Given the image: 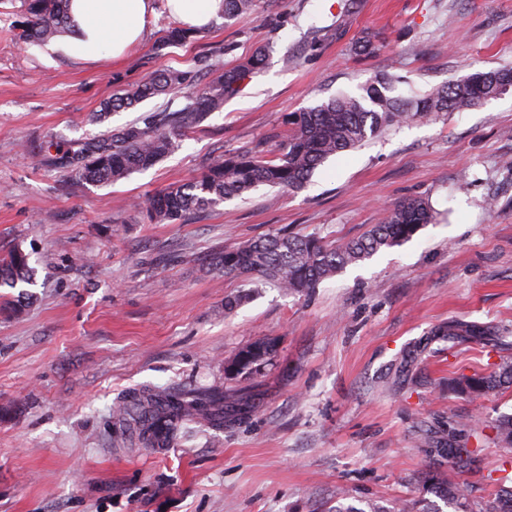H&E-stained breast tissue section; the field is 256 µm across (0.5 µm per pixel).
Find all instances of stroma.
Masks as SVG:
<instances>
[{"instance_id": "35a3bbf8", "label": "stroma", "mask_w": 512, "mask_h": 512, "mask_svg": "<svg viewBox=\"0 0 512 512\" xmlns=\"http://www.w3.org/2000/svg\"><path fill=\"white\" fill-rule=\"evenodd\" d=\"M173 22L158 7L122 59L86 62L22 44L19 13L0 6V256L21 246L34 270L32 284L0 288V512H328L340 489L389 510L433 500V471L471 500L493 498L494 447L476 472L456 473L415 426L512 413V389L448 392L450 374L491 371L512 346L433 336L459 319L512 337V90L383 132L297 192L261 186L175 224L148 223L133 204L222 154L276 155L288 113L359 94L378 74L410 96L475 67L512 68V0H258L254 15L156 53ZM366 31L382 42L369 56L357 44ZM259 46L264 67L153 168L92 186L41 164L47 140L77 144L186 102L179 91L91 122L115 92L169 66L196 80ZM415 196L433 223L301 293L211 264L284 229L340 244ZM22 292L32 299L17 315ZM228 295L245 301L225 311ZM262 339L276 349L260 371L226 378L225 361ZM145 385L217 386L251 410L144 448L116 435L112 409Z\"/></svg>"}]
</instances>
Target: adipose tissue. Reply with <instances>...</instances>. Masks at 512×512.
I'll return each mask as SVG.
<instances>
[{"mask_svg":"<svg viewBox=\"0 0 512 512\" xmlns=\"http://www.w3.org/2000/svg\"><path fill=\"white\" fill-rule=\"evenodd\" d=\"M169 14L185 26L200 29L224 10L223 0H166ZM70 13L78 29L60 43L69 56L95 61L122 57L138 45L156 15L155 0H71Z\"/></svg>","mask_w":512,"mask_h":512,"instance_id":"1","label":"adipose tissue"}]
</instances>
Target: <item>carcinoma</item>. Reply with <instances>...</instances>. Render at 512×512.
Wrapping results in <instances>:
<instances>
[{"mask_svg":"<svg viewBox=\"0 0 512 512\" xmlns=\"http://www.w3.org/2000/svg\"><path fill=\"white\" fill-rule=\"evenodd\" d=\"M17 6L24 29L20 39L27 43L48 42L63 32H73L71 0H0ZM257 0H224V18L233 19L255 11ZM192 31L170 26L158 49L182 46ZM266 50L231 67L213 68L209 76L186 95L185 105L145 116L140 123L108 130L77 147L65 148L50 142L44 148L43 164L63 172L72 181L112 185L130 174L149 169L169 156L207 112L220 110L224 101L238 93L243 83L265 64ZM187 72L166 68L135 87L118 94L93 114L91 121L103 122L121 109L187 84ZM395 81L382 74L362 88L359 95L341 94L288 115V136L281 153L268 157L256 150L223 155L183 184H174L149 197L143 213L153 224L185 221L198 211L215 208L241 197L260 185L298 192L314 171L328 158L359 146L366 139L409 121L430 118L440 112L473 110L512 88V69L477 70L466 78L447 83L422 96H391ZM434 220L428 202L419 197L396 203L379 224L361 237L331 244L315 235L288 231L266 235L214 257L216 269L226 277H257L291 293L304 292L345 267L362 262L383 247L409 241L421 227ZM29 254L15 246L0 259V288H15L31 277ZM483 330L466 322H450L436 336L451 343H465ZM271 340H258L240 349L224 363V374L239 376L259 370L274 351ZM512 387V358H504L495 371L448 377V392L478 399ZM120 434L131 435L145 448L169 447L188 425L199 424L221 431L226 422L224 393L218 389L144 387L123 396L113 413ZM493 435L483 434L476 421L450 420L432 428L418 425L420 444L437 456H448L454 470L468 472L479 457L483 443L498 448L504 464L512 463V414L500 416L492 425ZM433 493L454 512H512V489H499L496 496L479 504L464 489L436 472L429 476Z\"/></svg>","mask_w":512,"mask_h":512,"instance_id":"1","label":"carcinoma"}]
</instances>
